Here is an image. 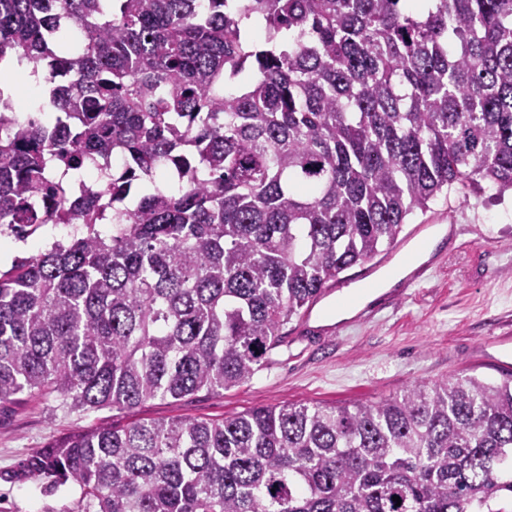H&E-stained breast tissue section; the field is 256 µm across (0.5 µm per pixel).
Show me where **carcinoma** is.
Listing matches in <instances>:
<instances>
[{"mask_svg": "<svg viewBox=\"0 0 512 512\" xmlns=\"http://www.w3.org/2000/svg\"><path fill=\"white\" fill-rule=\"evenodd\" d=\"M431 2L0 0V62L52 92L31 123L0 92V234L58 196L86 228L0 272V404L230 390L438 195L512 191V0ZM53 164L105 182L70 196ZM13 477L88 512H512V378L106 423Z\"/></svg>", "mask_w": 512, "mask_h": 512, "instance_id": "1", "label": "carcinoma"}]
</instances>
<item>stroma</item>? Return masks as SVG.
Masks as SVG:
<instances>
[{
    "instance_id": "obj_1",
    "label": "stroma",
    "mask_w": 512,
    "mask_h": 512,
    "mask_svg": "<svg viewBox=\"0 0 512 512\" xmlns=\"http://www.w3.org/2000/svg\"><path fill=\"white\" fill-rule=\"evenodd\" d=\"M432 212L447 214L454 229L432 251L419 284L393 303L376 305L367 320L341 327L337 297L325 299L311 319L320 334L302 337L300 321H292L269 364L223 394L202 390L121 413H67L51 395L0 405V512H85L74 483L48 491L10 478L33 449L78 427L220 420L283 404L344 406L387 398L420 382L469 375L495 382L512 374V364L504 362L507 347L492 344L495 337L512 336V193L499 198L488 189L466 200L441 195Z\"/></svg>"
}]
</instances>
